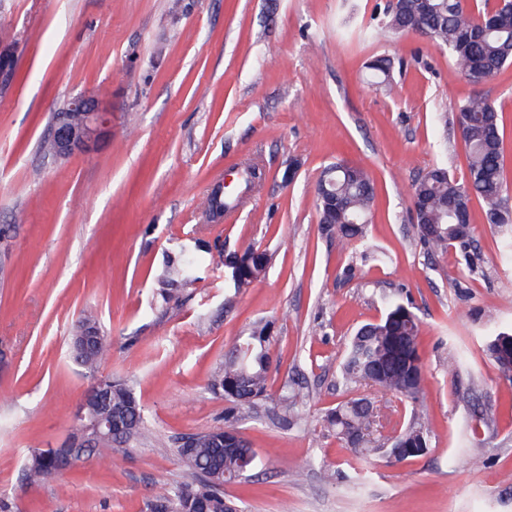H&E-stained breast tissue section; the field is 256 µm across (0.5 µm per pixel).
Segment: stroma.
<instances>
[{
    "label": "stroma",
    "instance_id": "35a3bbf8",
    "mask_svg": "<svg viewBox=\"0 0 512 512\" xmlns=\"http://www.w3.org/2000/svg\"><path fill=\"white\" fill-rule=\"evenodd\" d=\"M386 3L0 0V30L17 40L15 75L0 85V224L14 227L0 242V512H143L185 475L173 439L223 426L210 374L259 320L274 323L273 399L242 409L238 428L268 466L225 486L243 512H512V382L484 350L489 328H512L506 231L473 201L483 264L469 273L454 251L427 252L408 194L440 162L466 180L461 132L439 118L472 95L501 113L512 182V65L471 83L426 36L378 33ZM376 55L409 66L373 85L366 63ZM84 94L110 104L111 137L62 162L44 157L53 112ZM339 159L374 180L366 237L386 262L321 230L316 185ZM247 163L261 181L230 219L202 223L213 185L235 189ZM248 243L272 256L264 278L230 296L223 270L205 267L145 314L158 269L181 247ZM387 296L420 319L431 449L364 462L324 417L365 397L377 413L373 438L408 421L404 398L340 376L351 336L384 316ZM86 310L112 338L103 374L133 385L153 437L31 487L28 451L69 443L90 385L68 347ZM457 355L490 426H474L448 373ZM287 382L304 395L295 425L276 400ZM461 449L468 465L452 462Z\"/></svg>",
    "mask_w": 512,
    "mask_h": 512
}]
</instances>
